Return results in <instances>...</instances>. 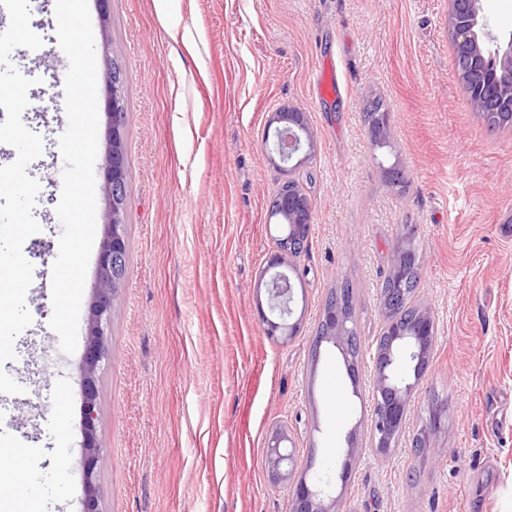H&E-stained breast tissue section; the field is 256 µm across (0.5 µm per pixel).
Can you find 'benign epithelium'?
<instances>
[{"label":"benign epithelium","mask_w":512,"mask_h":512,"mask_svg":"<svg viewBox=\"0 0 512 512\" xmlns=\"http://www.w3.org/2000/svg\"><path fill=\"white\" fill-rule=\"evenodd\" d=\"M448 32L455 54L457 74L470 104L483 112L485 91L509 103L512 108V35L503 40L494 34L481 16V0H448ZM109 119L108 148L106 153V197L112 218L107 224L105 237L98 257V285L89 305L86 345L80 379L82 389V456L80 466L83 477L81 512H101L97 482L108 463L98 436L102 421L100 410V370L109 358L108 332L112 323L113 299L121 280L118 270L120 259L127 252L124 232L123 189L127 177L123 151V124L120 78L106 73V104ZM278 124L275 131L274 151L278 155L279 170L290 174L294 167L290 162L300 152L310 156L314 151L313 136L302 112L280 111L272 115L269 124ZM297 208L288 201V237L277 245L267 269L259 275L265 281L269 307L279 312L273 320L261 315L265 335L277 343H288L301 328V320H292L296 285L288 275L266 278L268 270L286 265L298 274L296 255L291 242L301 225L295 223ZM400 296L384 302L381 313L383 330L401 341L398 348L388 347L376 352L375 390L379 407L374 409L368 432L369 447L379 457L386 456L395 447L398 430L406 422L411 396L417 391L428 366L436 336L433 315L426 309L418 310L408 326H402L390 317ZM320 324L326 328L322 340L338 347L346 361H351V347L357 337L352 318L341 307L323 309ZM414 365V381L401 376L402 368ZM290 441L284 426L272 429L265 458L269 481L274 485H290L288 512H336V499L319 485L310 484L303 476L296 475L297 460L294 453L282 449V443Z\"/></svg>","instance_id":"obj_1"}]
</instances>
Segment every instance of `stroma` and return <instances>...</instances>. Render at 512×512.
I'll use <instances>...</instances> for the list:
<instances>
[{"mask_svg": "<svg viewBox=\"0 0 512 512\" xmlns=\"http://www.w3.org/2000/svg\"><path fill=\"white\" fill-rule=\"evenodd\" d=\"M38 51L15 68L34 81L24 125L44 141L27 173L41 185L33 322L0 393V453L18 468L0 512H80L82 350L50 328L55 212L67 128L68 59L55 0H35ZM98 76L124 78L128 265L114 299L100 374L102 512H285L266 445L288 428L311 482L331 483L338 512H512V125L492 127L457 79L446 0H89ZM335 64L340 90L317 80ZM388 113L375 146L368 101ZM305 113L314 151L289 178L312 205L297 261L299 335L270 340L256 304L276 250L270 201L287 176L264 143L272 113ZM416 227V301L437 325L410 420L383 458L366 450L373 412L381 285L404 225ZM351 288L361 336L354 371L323 344L325 300ZM343 398L335 406L328 386ZM428 429V450L414 441ZM361 448L338 473L346 436Z\"/></svg>", "mask_w": 512, "mask_h": 512, "instance_id": "obj_1", "label": "stroma"}]
</instances>
